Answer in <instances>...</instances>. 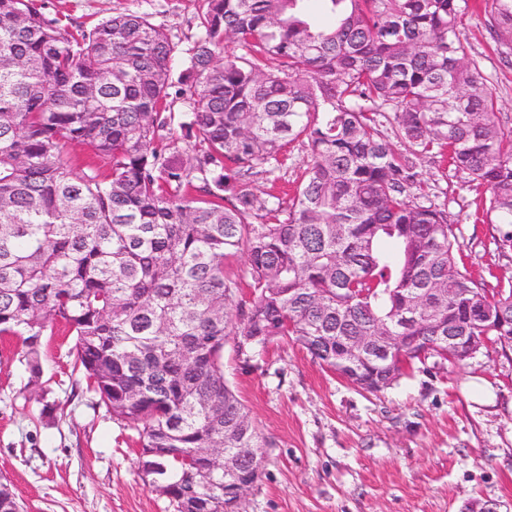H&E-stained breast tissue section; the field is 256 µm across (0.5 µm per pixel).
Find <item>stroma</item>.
<instances>
[{
    "instance_id": "obj_1",
    "label": "stroma",
    "mask_w": 512,
    "mask_h": 512,
    "mask_svg": "<svg viewBox=\"0 0 512 512\" xmlns=\"http://www.w3.org/2000/svg\"><path fill=\"white\" fill-rule=\"evenodd\" d=\"M461 27L512 131V53L488 27V0ZM42 11L92 28L113 12L151 16L187 49L199 0H37ZM431 200L445 206L467 266L512 280L483 217L484 186L447 158L416 160ZM74 338L56 328L36 357L0 335V479L23 512H173L138 468L135 430L112 418L73 374ZM224 375L272 446L238 512H467L472 503L512 512V348L468 366L414 370L377 393L329 372L293 341L277 339L251 361L224 346Z\"/></svg>"
}]
</instances>
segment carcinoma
I'll list each match as a JSON object with an SVG mask.
<instances>
[{"instance_id": "obj_1", "label": "carcinoma", "mask_w": 512, "mask_h": 512, "mask_svg": "<svg viewBox=\"0 0 512 512\" xmlns=\"http://www.w3.org/2000/svg\"><path fill=\"white\" fill-rule=\"evenodd\" d=\"M306 2L201 0L182 52L136 11L86 30L0 0V335L31 353L56 325L74 336V368L150 449L139 466L174 512H225L272 447L224 376L227 337L253 338L234 346L246 362L290 338L374 393L387 364L340 349L349 336H418L458 368L467 341L512 336L468 319L483 305L511 318L512 281L470 272L414 163L446 153L487 187L512 251V134L460 38L470 0H321L327 23ZM490 26L512 49V0H491ZM296 140L292 195L258 194ZM71 143L93 152L80 174ZM409 297L420 310L401 329ZM209 448L252 454L236 477ZM0 512H22L2 481Z\"/></svg>"}]
</instances>
